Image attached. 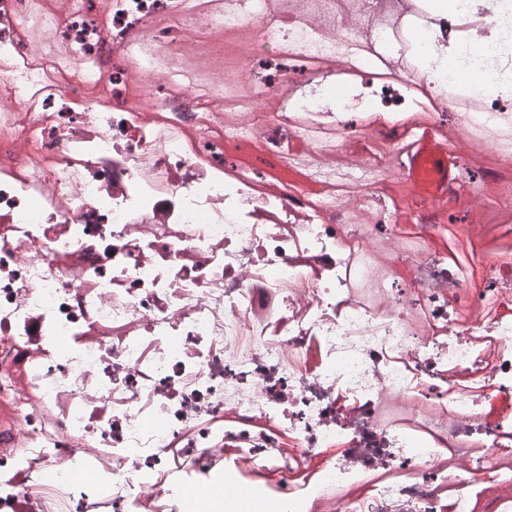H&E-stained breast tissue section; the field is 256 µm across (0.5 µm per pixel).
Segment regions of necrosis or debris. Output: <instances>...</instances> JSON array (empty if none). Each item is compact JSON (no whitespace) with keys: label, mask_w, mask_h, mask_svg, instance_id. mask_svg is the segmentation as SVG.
Wrapping results in <instances>:
<instances>
[{"label":"necrosis or debris","mask_w":512,"mask_h":512,"mask_svg":"<svg viewBox=\"0 0 512 512\" xmlns=\"http://www.w3.org/2000/svg\"><path fill=\"white\" fill-rule=\"evenodd\" d=\"M179 0H54L61 50L19 27L30 0H0V83L14 132L0 139V512H233L252 481L283 512H512V225L508 245L470 243V273L429 249L448 221L486 211L425 198L412 177L376 195L365 171L407 167L408 140L467 169L462 134L512 113V0H449L401 34L336 59L335 35L292 55L337 82L421 42L431 101L399 78L283 109L339 135L354 201L286 186L242 155L307 150L296 127L255 113L248 138L195 99L196 133L170 105L179 82L134 94L150 61L88 68L103 42L127 57L135 30ZM254 28L276 69L302 23L267 0L156 32L192 49L200 31ZM482 106L456 115L444 85ZM468 474L460 485V474Z\"/></svg>","instance_id":"necrosis-or-debris-1"}]
</instances>
